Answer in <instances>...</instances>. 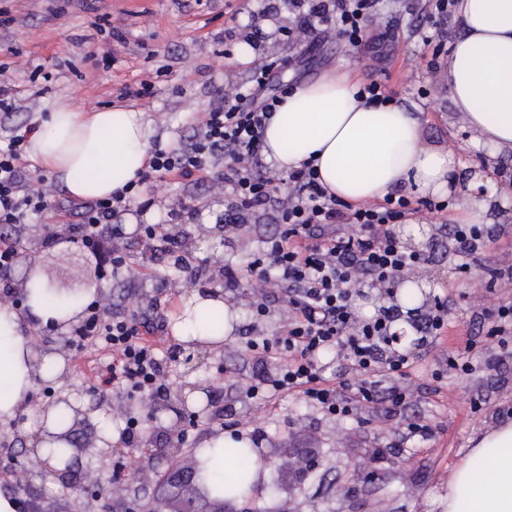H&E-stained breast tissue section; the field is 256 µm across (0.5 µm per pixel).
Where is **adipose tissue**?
<instances>
[{"label": "adipose tissue", "mask_w": 512, "mask_h": 512, "mask_svg": "<svg viewBox=\"0 0 512 512\" xmlns=\"http://www.w3.org/2000/svg\"><path fill=\"white\" fill-rule=\"evenodd\" d=\"M462 33L442 76L453 109L477 142L512 151V0H458ZM25 152L47 168L55 185L78 200L103 199L145 171L156 128L132 108L86 112L55 104L35 117ZM262 152L281 171L313 163L323 186L338 199L362 204L404 187L422 196L457 194L455 219L481 223L497 194L490 175L461 181L454 153L426 145L416 113L366 103L358 85L341 72L294 86L266 124ZM26 313L0 306V424L24 411L36 380L54 379L62 359L36 356L26 329L68 327L94 296L87 289L66 310L38 271L24 288ZM239 314L224 299L190 292L173 330L186 343L212 344L232 335ZM442 512H512V421L478 439L448 476Z\"/></svg>", "instance_id": "adipose-tissue-1"}]
</instances>
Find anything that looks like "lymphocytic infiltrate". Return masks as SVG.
<instances>
[{"label":"lymphocytic infiltrate","instance_id":"lymphocytic-infiltrate-1","mask_svg":"<svg viewBox=\"0 0 512 512\" xmlns=\"http://www.w3.org/2000/svg\"><path fill=\"white\" fill-rule=\"evenodd\" d=\"M289 3L298 15L295 27L281 29L280 40L263 46L250 79L225 89L218 104L199 119L192 142L155 148L136 186L80 206L75 230L83 248L97 259L102 276L134 280L140 275L139 255L155 241L168 239V228L140 225L133 248L122 250L115 246L125 236L117 218L134 205L149 208L166 177H212L211 192L227 200L228 232L246 223L254 208L274 207L283 226L279 235L268 238L246 265L223 270L224 288L246 282L260 297L276 298L289 315L287 329L276 340H247L251 358L274 364L275 375L256 378L238 393L248 400L296 393L330 414L347 417L377 403L378 376L391 379L389 397L393 404H402L406 394L398 382L416 362L415 355L390 348L391 326L400 315L397 306L381 307L366 319L354 299L367 288L390 292L396 278L413 277L425 257L407 251L392 231L393 223L411 212L407 197L390 195L380 203L354 206L329 194L313 166L292 171L285 178V191L279 188L283 178L276 170L252 167L264 128L283 102L264 93L281 42L297 44L331 29L347 49H357L378 0ZM23 142L14 134L0 144V224L16 228L49 210L55 198L46 176L25 177ZM217 168L222 171L218 177L213 174ZM79 335L111 351L99 376L113 393L154 399L167 392L164 363L135 314L106 321L92 314ZM336 348L343 349L347 366L333 378L323 374L318 355Z\"/></svg>","mask_w":512,"mask_h":512}]
</instances>
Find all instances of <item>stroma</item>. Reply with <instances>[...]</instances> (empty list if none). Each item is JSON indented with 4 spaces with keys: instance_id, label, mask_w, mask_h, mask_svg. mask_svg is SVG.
<instances>
[{
    "instance_id": "35a3bbf8",
    "label": "stroma",
    "mask_w": 512,
    "mask_h": 512,
    "mask_svg": "<svg viewBox=\"0 0 512 512\" xmlns=\"http://www.w3.org/2000/svg\"><path fill=\"white\" fill-rule=\"evenodd\" d=\"M268 0H0L12 22L0 26V86L20 99V110L0 112V128L25 129L37 113L54 104L69 102L87 110L112 105L148 113L159 134L170 142L191 138L201 113L212 109L225 84L247 81L251 61L241 58L246 44L241 32L264 42L272 26L291 27L296 16L286 0L278 10L265 14ZM381 24H369L363 45L344 52L334 36L317 35L300 44H282L287 67L276 71L268 90L279 93L286 86L314 81L336 71L348 73L365 84L377 79L390 91L394 104L419 113L421 134L431 145L452 149L461 162L460 175L483 170L495 181L512 183V153L490 157L486 147L473 140L471 131L459 123L448 98L428 68L431 47L422 44L415 30L417 19L397 0H384ZM395 32L396 42L386 59H379L383 27ZM150 82L154 94L139 101L122 99L124 89ZM181 199L188 211L176 223H168L169 204ZM223 197L209 194L203 181L175 179L163 182L147 213L137 214V223L168 224L178 244L200 238L210 247L194 251L195 281L170 265L167 244H159L150 256L149 276L134 281H101L97 302L105 315L128 312L131 296L143 305H157L165 329L151 336L158 355L166 361L168 397L151 401L101 394L88 364L109 359L108 351L72 336V350H65L58 330L38 327L28 337L38 341L43 352L63 356L66 369L55 381H37L31 392V407L41 411L59 391L69 393L73 405L98 406L107 411L104 422L123 425L128 415L140 417L138 444L123 446L117 457L80 454L75 461L81 484L104 483L116 464H123L133 493L146 496L174 468L188 464L204 438L222 433L233 438L263 436L287 448H313L332 464L325 477H312L295 498L281 500L284 512H439L436 501L445 495L448 475L475 439L498 425L512 421V351H501L489 330L496 323V310L512 305V283L489 286L491 270L512 266V198L492 205L484 220L495 240L482 253L468 260L466 270L454 269V242L446 223L452 211L432 222L433 235L423 246L429 260L416 278L428 299L446 297L449 334L422 350L415 369L403 384L411 393L406 405L394 408L381 401L351 417H336L299 396L284 395L270 407L245 401L230 393L229 385L251 376L254 361L241 352L252 337L279 335L288 314L278 303L267 305L264 316L255 317L256 298L250 288L239 286L224 298L237 309L240 320L224 346L211 350L195 371L179 364L181 346L172 324L184 292L204 288L209 276L224 265L240 263L248 252L258 250L263 240L277 234L280 224L273 210L254 214L238 237H226ZM24 259L34 261L41 272L60 273L70 283L94 276L95 265L87 253L70 243L45 248L37 232L22 239ZM464 353L472 362L470 372H445L448 354ZM204 384L213 391V404L180 401L189 386ZM198 412L195 425L186 415ZM99 418L78 425L76 440L84 444L94 436ZM428 428L425 437L404 440L411 422ZM36 432L23 424L0 428V470H15L25 462ZM181 452L165 454L173 440ZM376 470V478L351 482L355 464ZM356 494H347L348 484Z\"/></svg>"
}]
</instances>
